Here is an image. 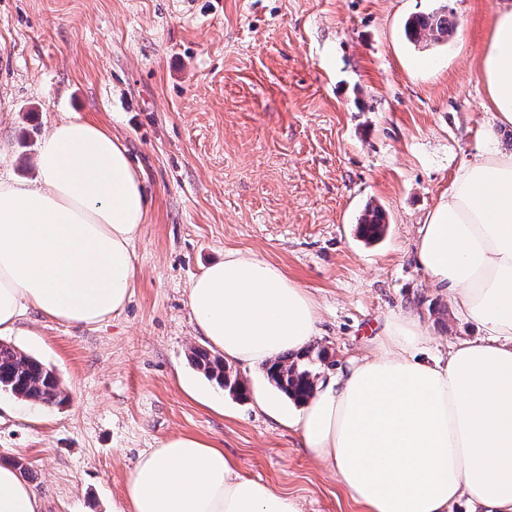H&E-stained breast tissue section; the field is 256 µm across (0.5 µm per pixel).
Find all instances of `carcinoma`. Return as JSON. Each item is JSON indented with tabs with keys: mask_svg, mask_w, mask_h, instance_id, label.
Masks as SVG:
<instances>
[{
	"mask_svg": "<svg viewBox=\"0 0 512 512\" xmlns=\"http://www.w3.org/2000/svg\"><path fill=\"white\" fill-rule=\"evenodd\" d=\"M454 29L455 24L448 17V9L443 6L409 18L404 25V36L414 45L427 46L448 40ZM359 229L368 241L380 239L385 230V214L382 209L377 206L368 207ZM309 355L308 351L287 354L267 368V376L276 388L297 402L309 397L317 377ZM194 362L221 389L230 392L239 390V380L226 370L223 358L212 356L204 350H196ZM0 393L21 397L33 403L54 404L58 397V380L38 360L10 345L0 343Z\"/></svg>",
	"mask_w": 512,
	"mask_h": 512,
	"instance_id": "obj_1",
	"label": "carcinoma"
}]
</instances>
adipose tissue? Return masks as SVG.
Here are the masks:
<instances>
[{
    "instance_id": "obj_1",
    "label": "adipose tissue",
    "mask_w": 512,
    "mask_h": 512,
    "mask_svg": "<svg viewBox=\"0 0 512 512\" xmlns=\"http://www.w3.org/2000/svg\"><path fill=\"white\" fill-rule=\"evenodd\" d=\"M478 77L512 125V0H500ZM35 181L0 177V335L32 310L90 327L126 306L145 184L110 131L55 123ZM419 267L485 331L419 358L427 332L396 316L369 354L317 383L288 426L363 512H450L466 501L512 512V152L462 164L419 230ZM197 330L225 358L264 369L318 335L316 300L277 266L230 253L194 278ZM37 491L0 461V512H41ZM114 512H302L242 475L223 449L174 435L139 458Z\"/></svg>"
}]
</instances>
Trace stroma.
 <instances>
[{
    "label": "stroma",
    "instance_id": "1",
    "mask_svg": "<svg viewBox=\"0 0 512 512\" xmlns=\"http://www.w3.org/2000/svg\"><path fill=\"white\" fill-rule=\"evenodd\" d=\"M496 0H0V174L37 175L50 127L80 117L118 136L150 213L123 311L94 327L27 313L0 342L59 379L61 403L0 397V457L23 465L42 512H112L139 455L189 434L303 512H362L301 434L231 368L243 397L194 366L191 280L226 252L254 253L320 306V379L418 317L423 357L482 337L419 268V224L456 168L512 150L477 75ZM447 7V42L416 46L406 19ZM384 239L357 236L366 205Z\"/></svg>",
    "mask_w": 512,
    "mask_h": 512
}]
</instances>
